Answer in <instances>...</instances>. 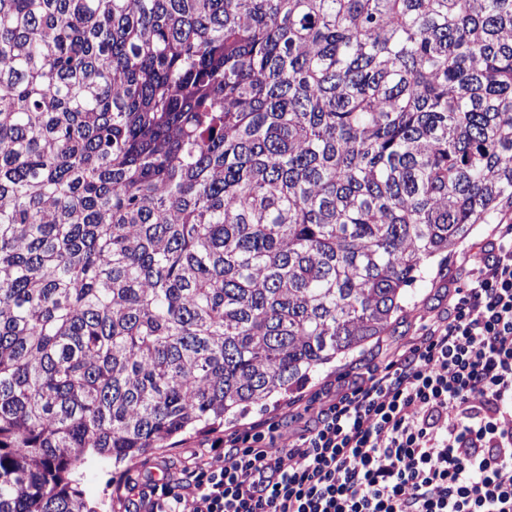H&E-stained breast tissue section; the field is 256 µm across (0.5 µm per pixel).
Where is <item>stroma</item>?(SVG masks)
Instances as JSON below:
<instances>
[{
  "mask_svg": "<svg viewBox=\"0 0 512 512\" xmlns=\"http://www.w3.org/2000/svg\"><path fill=\"white\" fill-rule=\"evenodd\" d=\"M491 236V225H477L467 239L448 253L428 260L422 278L409 287L405 307L394 315L384 336L328 364L301 390L287 399L253 407L244 418L225 424V431L243 429L262 416L273 415L282 422L283 437H290L300 426L296 403L315 400L326 385L336 383L341 377L363 371L371 359L378 357L381 349H393L415 336L423 319L445 313L448 309V284L459 278L463 257L479 254ZM216 439L217 436L213 433L187 436L174 447L152 449L145 455L118 466L108 461L92 462L77 474L78 487L84 492L89 506L95 512H124V485L128 479L139 480L146 474L159 473L177 481L185 480L193 468V453L199 448L209 449L208 461L212 466H222L223 451L212 448Z\"/></svg>",
  "mask_w": 512,
  "mask_h": 512,
  "instance_id": "stroma-1",
  "label": "stroma"
}]
</instances>
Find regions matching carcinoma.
I'll list each match as a JSON object with an SVG mask.
<instances>
[{
    "mask_svg": "<svg viewBox=\"0 0 512 512\" xmlns=\"http://www.w3.org/2000/svg\"><path fill=\"white\" fill-rule=\"evenodd\" d=\"M512 213V0H0V512L384 335Z\"/></svg>",
    "mask_w": 512,
    "mask_h": 512,
    "instance_id": "1",
    "label": "carcinoma"
}]
</instances>
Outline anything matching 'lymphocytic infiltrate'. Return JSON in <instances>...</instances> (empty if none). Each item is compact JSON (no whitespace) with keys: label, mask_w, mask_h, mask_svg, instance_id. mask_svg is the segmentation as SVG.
Returning <instances> with one entry per match:
<instances>
[{"label":"lymphocytic infiltrate","mask_w":512,"mask_h":512,"mask_svg":"<svg viewBox=\"0 0 512 512\" xmlns=\"http://www.w3.org/2000/svg\"><path fill=\"white\" fill-rule=\"evenodd\" d=\"M446 314L346 383L280 441L224 437V464L149 481L132 512H512V225L464 264Z\"/></svg>","instance_id":"obj_1"}]
</instances>
